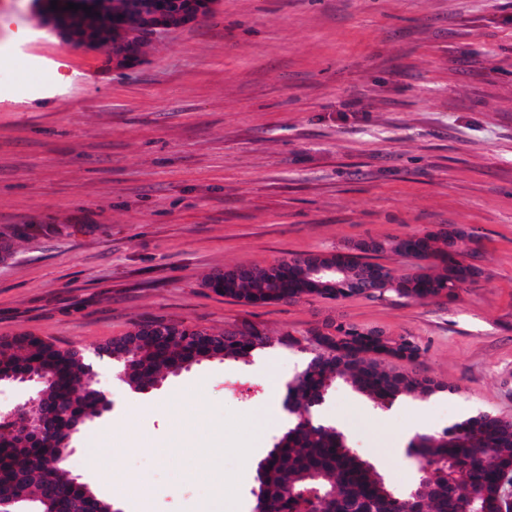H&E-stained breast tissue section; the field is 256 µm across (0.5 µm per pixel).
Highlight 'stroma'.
Returning <instances> with one entry per match:
<instances>
[{
	"label": "stroma",
	"instance_id": "stroma-1",
	"mask_svg": "<svg viewBox=\"0 0 512 512\" xmlns=\"http://www.w3.org/2000/svg\"><path fill=\"white\" fill-rule=\"evenodd\" d=\"M438 224L480 238L485 274L451 301L248 305L203 282ZM155 317L268 343L144 393L94 359L113 407L65 467L119 512H201L219 490L253 512L257 465L293 421L286 385L332 321L413 339L449 386L380 410L339 383L321 406L396 489L417 477L410 427L512 417V0H216L131 68L71 44L35 0H0V338L92 356ZM159 405L180 430L165 458ZM140 477L149 499L118 500Z\"/></svg>",
	"mask_w": 512,
	"mask_h": 512
}]
</instances>
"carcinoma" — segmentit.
I'll return each mask as SVG.
<instances>
[{"mask_svg": "<svg viewBox=\"0 0 512 512\" xmlns=\"http://www.w3.org/2000/svg\"><path fill=\"white\" fill-rule=\"evenodd\" d=\"M69 3L91 8L63 10ZM134 0H57L74 34H97L112 40V52L129 63L140 58L150 31L130 35L123 17ZM395 253L416 260L412 272L377 282L384 265L374 258ZM473 235L453 224L420 233L368 237L345 251L312 253L270 265L226 268L205 279L217 295L257 305L306 297L343 299L382 297L388 292L415 301L452 300L458 290L476 283L479 266ZM334 267L324 276L318 267ZM315 355L288 383L284 405L294 421L257 467L252 491L254 512H512L500 482L512 478V419L478 413L435 434L418 433L408 443L418 478L399 492L350 445L346 433L317 420L333 384L342 380L365 394L376 408H390L409 395L453 391L434 378L385 369V356L415 364L421 347L377 327L330 322L311 332ZM267 336L247 332L215 333L196 325L153 318L101 345L120 368L129 388L145 392L167 374L205 360H247ZM41 379V401L58 407L41 433L0 423V499L20 500L37 512H112L113 504L87 486L67 481L73 424L98 418L105 393L89 377L88 362L75 349H60L30 333L0 338V382L20 376ZM60 464L47 467L48 460Z\"/></svg>", "mask_w": 512, "mask_h": 512, "instance_id": "obj_1", "label": "carcinoma"}]
</instances>
